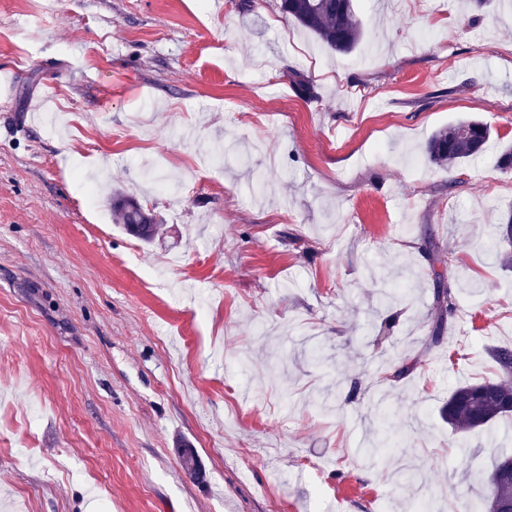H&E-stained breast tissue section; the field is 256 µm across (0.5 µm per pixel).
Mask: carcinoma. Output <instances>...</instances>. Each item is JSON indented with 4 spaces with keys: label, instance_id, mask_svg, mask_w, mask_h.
Masks as SVG:
<instances>
[{
    "label": "carcinoma",
    "instance_id": "obj_1",
    "mask_svg": "<svg viewBox=\"0 0 512 512\" xmlns=\"http://www.w3.org/2000/svg\"><path fill=\"white\" fill-rule=\"evenodd\" d=\"M280 7L288 17L309 31L328 48L349 53L360 43L363 22L354 0H281ZM491 135L490 128L479 120H462L435 132L425 147L427 160L437 166H454L473 160L484 151ZM113 214L124 229L139 240L149 243L158 234L155 216L144 209L138 199L116 194L112 203ZM512 213L496 227L497 256L502 266H512ZM436 302L441 314L432 326L430 339L442 341L447 318L455 315L456 299L451 286L437 289ZM489 354L503 381H467L457 384L448 395L442 415L461 433L480 429L503 417L512 416V349L495 347ZM501 462H496L489 478L483 483L484 504L487 512L512 501V480L498 478Z\"/></svg>",
    "mask_w": 512,
    "mask_h": 512
}]
</instances>
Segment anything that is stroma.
<instances>
[{
  "label": "stroma",
  "mask_w": 512,
  "mask_h": 512,
  "mask_svg": "<svg viewBox=\"0 0 512 512\" xmlns=\"http://www.w3.org/2000/svg\"><path fill=\"white\" fill-rule=\"evenodd\" d=\"M253 2L0 0V512H469L512 455L440 416L512 348V10L356 0L341 54ZM490 128L479 120H462L435 132L425 147V156L437 166H454L473 160L484 151ZM112 202L116 221L129 234L145 243H150L158 234L161 224H156L155 216L144 209L136 197L116 193ZM509 230L512 233V213L510 212L504 222L496 227V239L498 243L497 256L503 267L512 266V238H509ZM436 302L440 306L441 314L436 319L432 326L430 339L432 343L439 344L443 336L442 332L445 329V324L448 319L455 315L456 311V299L450 285L444 288H437Z\"/></svg>",
  "instance_id": "stroma-1"
}]
</instances>
